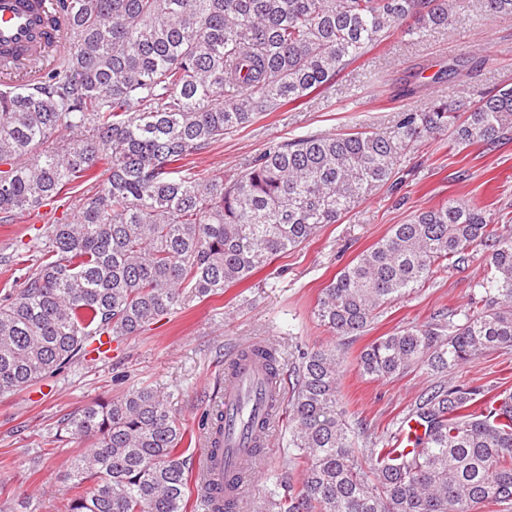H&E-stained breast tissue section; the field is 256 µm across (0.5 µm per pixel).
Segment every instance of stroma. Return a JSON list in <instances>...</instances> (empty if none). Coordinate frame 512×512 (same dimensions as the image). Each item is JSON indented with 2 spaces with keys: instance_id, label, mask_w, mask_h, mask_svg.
<instances>
[{
  "instance_id": "stroma-1",
  "label": "stroma",
  "mask_w": 512,
  "mask_h": 512,
  "mask_svg": "<svg viewBox=\"0 0 512 512\" xmlns=\"http://www.w3.org/2000/svg\"><path fill=\"white\" fill-rule=\"evenodd\" d=\"M478 0H468L452 26L420 43L393 36L343 73L327 91L307 104L260 118L246 129L192 158L195 172L235 175L268 142L310 132L334 133L353 123L383 129L406 109L421 110L434 96L468 109L480 93L512 85V16L485 22ZM464 67L444 82L432 76L456 59ZM414 85L415 94L403 93ZM449 132L413 143L402 158V181L383 187L315 237L275 259L246 282L223 294L192 303L137 335L112 343L101 358L27 390L0 396V512H58L72 491L61 474L83 442L55 440L65 415L96 401L148 386L168 400L173 415L197 430L203 413L224 392V365L253 341L281 353L280 387L289 390L300 352L337 347L343 354L339 396L358 447L397 429L409 417L418 395L435 380L412 369L391 379L364 376L358 357L365 345L393 331L421 325L433 313L470 306L484 273L482 256L468 267L436 274L408 297L381 309L363 336H339L314 316L319 294L351 260L383 238L391 225L406 223L418 211L461 196L494 209L512 211V142L493 149L475 145L450 149ZM467 170V181L457 179ZM93 190L78 185L48 206L0 222V287L19 289L17 256L39 263L50 218L85 203ZM455 383L484 386L491 393L512 392V350L476 356L448 376ZM256 471L276 473L299 486L301 469L288 460V428L280 426Z\"/></svg>"
}]
</instances>
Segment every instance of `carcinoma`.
Here are the masks:
<instances>
[{
  "instance_id": "carcinoma-1",
  "label": "carcinoma",
  "mask_w": 512,
  "mask_h": 512,
  "mask_svg": "<svg viewBox=\"0 0 512 512\" xmlns=\"http://www.w3.org/2000/svg\"><path fill=\"white\" fill-rule=\"evenodd\" d=\"M460 0H53L69 39L21 88L0 89V215L35 210L72 184L95 193L48 227L23 288L0 295V395L23 391L187 303L224 293L396 184L409 143L451 128L456 146L512 141V86L466 116L448 101L404 110L385 130L355 124L271 142L229 180L190 156L299 106L396 31L421 41L448 27ZM512 15V0H480ZM414 26L403 28L407 19ZM107 165L97 181L96 167ZM470 198L421 211L322 289L318 321L363 336L379 310L461 268L482 250L480 305L433 314L359 355L363 374L443 375L474 355L512 348V232ZM334 347L299 354L287 400L298 490L277 480L264 512H483L512 507V393L439 381L415 403L422 433L358 450L338 396ZM207 434L224 412L204 414ZM57 431L89 443L65 474L61 512H185L187 428L150 387L91 402Z\"/></svg>"
}]
</instances>
